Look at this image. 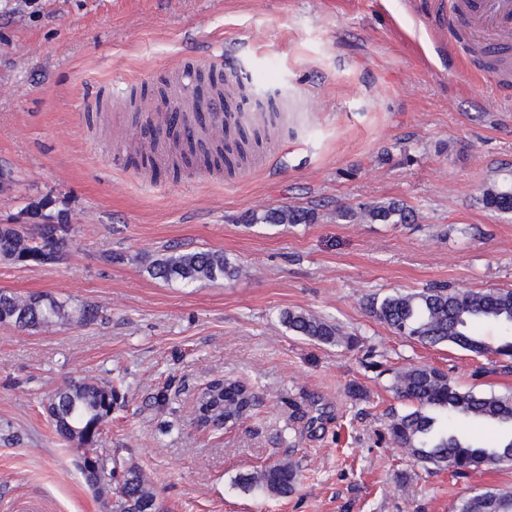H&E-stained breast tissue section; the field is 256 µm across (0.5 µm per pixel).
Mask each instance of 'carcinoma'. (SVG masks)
<instances>
[{"label": "carcinoma", "instance_id": "carcinoma-1", "mask_svg": "<svg viewBox=\"0 0 512 512\" xmlns=\"http://www.w3.org/2000/svg\"><path fill=\"white\" fill-rule=\"evenodd\" d=\"M208 165L233 167L224 148L209 150L195 137L182 140L179 159L172 170L191 162L197 154ZM486 207L502 213L512 212V189L488 188L483 195ZM364 218L380 224H402L409 218L404 204L392 201L364 210ZM315 213L308 209L282 206L252 214L249 222L264 224H311ZM68 224L0 226V256L23 265H54L64 259L68 246ZM150 275L164 281L183 283L238 276L239 268L219 251L174 252L155 260ZM371 314L400 336L420 343H450L479 356L496 355L512 359V290L470 291L427 288L418 293L387 296L367 302ZM100 317L92 304L69 307L44 294L19 296L0 293V323L22 329H44L73 323H92ZM282 322L289 331L323 345H352L355 338L343 335L340 328L313 314L288 310ZM499 325L507 338L496 346L488 344L475 330V324ZM391 389L410 404L407 411L388 413L387 432L392 443L413 462L428 470H448L467 477L484 468L512 464V394L482 395L462 391L448 373L430 366H411L395 373ZM116 386L112 382L71 380L49 397L46 413L60 440L83 453L94 450L101 426L112 414ZM257 392L236 379L217 382L202 390L194 408V420L214 425L231 420L236 423L256 405ZM457 419L477 420L498 428L499 439L492 445L461 435L451 429ZM86 483L97 494H112V512H164L142 471L135 467L106 471L99 459L93 468L81 467ZM299 481L297 467L290 462L273 463L240 479V486L270 496L285 497ZM454 512H512V491L478 489L462 499Z\"/></svg>", "mask_w": 512, "mask_h": 512}]
</instances>
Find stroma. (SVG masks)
Here are the masks:
<instances>
[{
	"label": "stroma",
	"mask_w": 512,
	"mask_h": 512,
	"mask_svg": "<svg viewBox=\"0 0 512 512\" xmlns=\"http://www.w3.org/2000/svg\"><path fill=\"white\" fill-rule=\"evenodd\" d=\"M437 0H0V224L38 214L69 225L56 265L0 258V291L100 306L88 325L0 324V512L37 496L44 512H112L85 484L80 453L44 409L61 384L119 381L99 454L136 465L165 512H452L512 468L427 472L388 438L394 373L428 365L457 385L512 393L489 355L397 335L368 298L447 285L512 290V89L448 54ZM224 68L227 111L258 134L234 169L187 176L141 166L148 142L128 98L163 107L164 81ZM412 218L378 224L371 204ZM280 206L311 224H245ZM223 252L242 276L153 278L173 252ZM335 321L358 339L294 335L283 311ZM243 378L260 404L231 428L198 429L194 396ZM276 461L295 492H247L240 476ZM486 207L502 213L512 212V189L488 188L483 195ZM363 217L370 222L380 224H402L406 223L409 210L403 203L392 201L387 204L373 205L364 210Z\"/></svg>",
	"instance_id": "stroma-1"
}]
</instances>
